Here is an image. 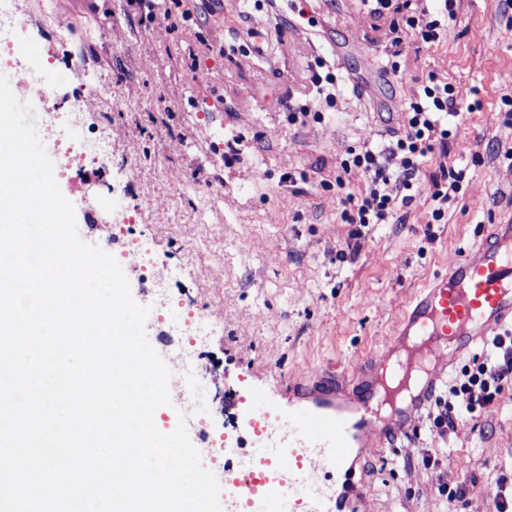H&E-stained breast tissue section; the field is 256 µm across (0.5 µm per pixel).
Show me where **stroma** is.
I'll return each mask as SVG.
<instances>
[{"instance_id":"stroma-1","label":"stroma","mask_w":512,"mask_h":512,"mask_svg":"<svg viewBox=\"0 0 512 512\" xmlns=\"http://www.w3.org/2000/svg\"><path fill=\"white\" fill-rule=\"evenodd\" d=\"M438 46L405 36L399 70L359 0H181L177 29L132 0H0V27H23L15 66L48 81L46 112L80 85L91 106L70 132L107 129L111 160L88 162L84 180L58 178L79 237L100 239L90 217L112 223L110 251L137 237L164 268L160 281L129 277L149 310L150 346L170 361L182 334L162 320L189 300L209 324L190 347L215 398L212 432L234 436L233 398L251 391L273 406L304 373L352 375L383 348L408 299L460 257L477 258L485 225L512 220V9L456 0ZM61 23L71 38L53 36ZM209 73L208 82L193 79ZM460 87L448 164L465 172L444 223L428 225L420 186L401 224H371L352 241L342 212L362 173L335 187L349 152L401 133L391 120L428 74ZM308 107L320 121L289 123ZM139 221L122 224L131 210ZM435 404L412 430L377 440L360 512H496L493 493L512 481V383L455 428L435 427ZM432 465H424V457ZM461 483L451 502L439 479Z\"/></svg>"}]
</instances>
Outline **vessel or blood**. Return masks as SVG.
<instances>
[{
  "instance_id": "vessel-or-blood-1",
  "label": "vessel or blood",
  "mask_w": 512,
  "mask_h": 512,
  "mask_svg": "<svg viewBox=\"0 0 512 512\" xmlns=\"http://www.w3.org/2000/svg\"><path fill=\"white\" fill-rule=\"evenodd\" d=\"M478 252L416 292L388 351L363 358L347 382L329 370L311 371L286 411L269 408L257 394L242 400L244 430L275 432L271 450L256 449L248 471H224V491L243 512H354L365 489L357 465L373 453L376 438L398 439L436 396L442 377L433 363H456L461 352L512 324V224L488 225ZM339 471L342 493H326L323 477Z\"/></svg>"
}]
</instances>
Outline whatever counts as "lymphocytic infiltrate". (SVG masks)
Here are the masks:
<instances>
[{"label":"lymphocytic infiltrate","instance_id":"lymphocytic-infiltrate-1","mask_svg":"<svg viewBox=\"0 0 512 512\" xmlns=\"http://www.w3.org/2000/svg\"><path fill=\"white\" fill-rule=\"evenodd\" d=\"M368 14L386 24L391 47H399L402 30H411L422 43L435 45L441 38L442 24L437 19L416 17L414 0H361ZM461 91L451 83L429 75L403 107V130L388 144L364 147L350 152L340 164L337 186H345L352 171H361L365 187L356 195H347L342 217L348 224H392L411 199L422 169L437 145L445 144L451 134L448 118ZM462 171L440 164L431 175V223L444 220L461 190ZM482 361L464 366L462 374L439 396L434 419L437 427L454 425L459 416L489 403L512 380V330L503 329L486 344Z\"/></svg>","mask_w":512,"mask_h":512}]
</instances>
